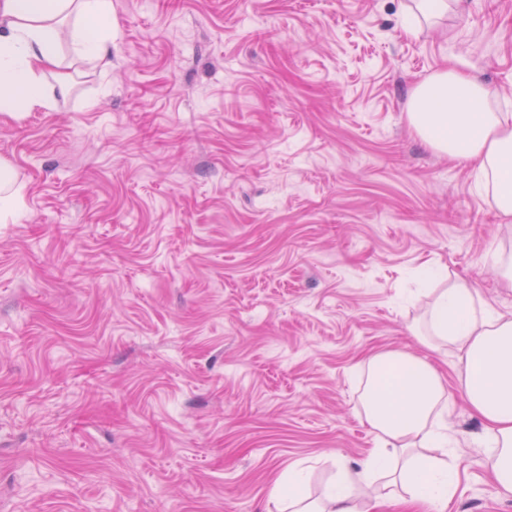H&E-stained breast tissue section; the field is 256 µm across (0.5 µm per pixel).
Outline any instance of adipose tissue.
<instances>
[{"label":"adipose tissue","instance_id":"ef3b65f1","mask_svg":"<svg viewBox=\"0 0 512 512\" xmlns=\"http://www.w3.org/2000/svg\"><path fill=\"white\" fill-rule=\"evenodd\" d=\"M72 20L74 54L108 65L112 0H0V112L17 117L48 106L42 66L59 61V26ZM410 126L439 155L471 166L482 178L502 220L512 219V113L495 112L486 89L455 67L437 71L415 87ZM434 339L453 346L465 363L468 405L484 425L497 454L493 475L512 493V315L487 302L479 288L460 279L436 291L430 310ZM366 419L381 443L357 471L341 469L320 499L309 500L303 471L276 481L274 502L288 512H358L356 493L372 488L376 472L390 469L393 455L405 458L398 478L412 500L430 512H446L452 494L445 461L416 453V445H451L439 417L447 382L421 356L383 352L370 364Z\"/></svg>","mask_w":512,"mask_h":512}]
</instances>
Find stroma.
<instances>
[{
  "mask_svg": "<svg viewBox=\"0 0 512 512\" xmlns=\"http://www.w3.org/2000/svg\"><path fill=\"white\" fill-rule=\"evenodd\" d=\"M412 5L112 0L105 70L61 37L49 106L0 113V512H271L296 467L319 498L390 349L448 376L447 512H512L414 337L438 271L512 313V223L407 120L451 59L512 113V0ZM20 202V185L14 169L0 161V216L14 211Z\"/></svg>",
  "mask_w": 512,
  "mask_h": 512,
  "instance_id": "stroma-1",
  "label": "stroma"
}]
</instances>
